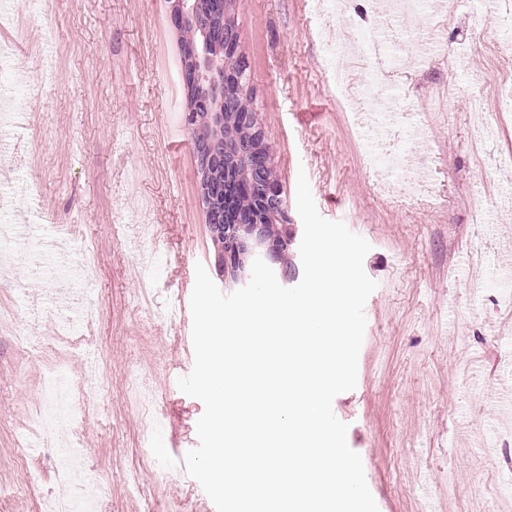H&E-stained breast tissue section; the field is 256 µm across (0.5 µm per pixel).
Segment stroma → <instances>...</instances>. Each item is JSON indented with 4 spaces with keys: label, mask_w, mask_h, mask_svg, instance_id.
Returning <instances> with one entry per match:
<instances>
[{
    "label": "stroma",
    "mask_w": 512,
    "mask_h": 512,
    "mask_svg": "<svg viewBox=\"0 0 512 512\" xmlns=\"http://www.w3.org/2000/svg\"><path fill=\"white\" fill-rule=\"evenodd\" d=\"M470 9L464 0L447 17L433 54L404 56L406 107L424 124L417 157L438 184L412 202L368 167L311 0H235L237 56L289 232L303 233V171L319 213L371 246L364 270L378 287L364 309L357 384L337 395L336 416L378 512H501L512 501V411L501 407L512 397V311L497 290L472 297L457 270L477 251L512 267V206L502 200L512 167L493 161L512 146V119L484 154L470 145L478 119L499 110L512 14L483 0L493 36L480 41ZM1 46L28 89L11 100L27 120L0 160V195L23 186L33 197L15 238L24 260L0 267V512H42L62 492V441L40 423L57 328L43 279L51 237L72 263L94 259L88 341L59 352L84 410L77 441L100 486L97 512H216L183 464L204 411L177 384L194 365L195 266L217 270L168 0H0ZM474 92L486 102L480 117L468 107ZM480 195L494 203L485 222L470 207Z\"/></svg>",
    "instance_id": "35a3bbf8"
}]
</instances>
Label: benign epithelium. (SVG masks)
Listing matches in <instances>:
<instances>
[{
  "label": "benign epithelium",
  "instance_id": "1",
  "mask_svg": "<svg viewBox=\"0 0 512 512\" xmlns=\"http://www.w3.org/2000/svg\"><path fill=\"white\" fill-rule=\"evenodd\" d=\"M170 14L174 24H191L201 31L202 40L183 49V79L187 92L185 123L191 130L203 124L210 126L212 136L204 142L194 141L198 166L199 196L206 209L211 235L224 239L215 256L220 275L239 282L247 277L252 256L260 249L272 260L288 251L293 237L268 238L259 217H272L288 224V205L275 178H267L265 194L254 207L255 215L244 220L234 208V194L223 191L217 197L212 193L214 183L221 180L222 168L215 160L221 158L225 127L224 92L229 87H243L244 70L231 64L235 48L224 47L222 35L233 28L234 19L224 0H211L207 17H202L201 0H170Z\"/></svg>",
  "mask_w": 512,
  "mask_h": 512
}]
</instances>
